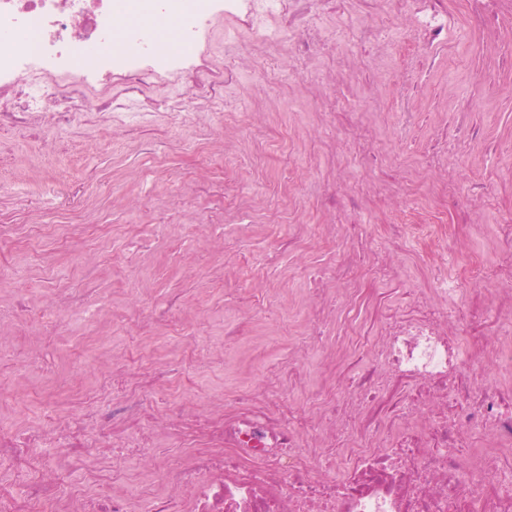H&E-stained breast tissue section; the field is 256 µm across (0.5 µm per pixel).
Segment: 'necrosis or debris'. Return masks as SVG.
<instances>
[{
	"instance_id": "4bbe7bcc",
	"label": "necrosis or debris",
	"mask_w": 512,
	"mask_h": 512,
	"mask_svg": "<svg viewBox=\"0 0 512 512\" xmlns=\"http://www.w3.org/2000/svg\"><path fill=\"white\" fill-rule=\"evenodd\" d=\"M364 10L393 6L411 22L418 44L447 47L449 39L491 31L512 17V0H467L458 21L444 0H360ZM313 0H140V18L115 28L117 0H0V130L34 133L72 129L81 117L112 118L127 107V93L161 76L197 79L214 19L236 18L261 36L264 14L288 20L297 47L308 29ZM175 17V41L155 46L157 14ZM121 84L125 95L112 92ZM466 215L455 191L435 210L409 205L396 236L413 234L440 250L430 295L411 290L399 312L385 314L376 342L381 362L354 374L347 392L322 386L313 404L330 429L322 442L304 443L308 415L291 412L284 391L262 397L235 393L221 414H189L159 390L113 374L117 405H95L86 395L79 412L45 423L0 429V464L14 479L0 486V512H512V399L496 383L473 373L484 347L474 337L456 342L452 328L488 316L496 333L512 323V299L489 310L471 306L468 286L493 290L512 278V215L492 242L503 258L496 267L460 273L444 216ZM183 454L170 463L159 434ZM492 448L468 460L458 449L474 439ZM111 456V472L90 475L88 486L71 476L89 453ZM155 461L159 492L133 506L123 460Z\"/></svg>"
}]
</instances>
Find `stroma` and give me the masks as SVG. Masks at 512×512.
Instances as JSON below:
<instances>
[{
	"mask_svg": "<svg viewBox=\"0 0 512 512\" xmlns=\"http://www.w3.org/2000/svg\"><path fill=\"white\" fill-rule=\"evenodd\" d=\"M348 6L357 27L379 32V42L361 45L351 65L337 72L336 15L314 5L311 30L321 48L306 68L330 76L329 85L289 81L290 38H241L236 21L222 17L212 24L201 74L206 81L224 79L215 104L170 117L164 103L188 89L164 76L145 92L155 111L132 100L122 124L82 123L36 138L0 134V182L10 186L0 193V225L21 233L37 218L112 227L111 236L97 242L76 237L63 246L45 238L38 259L22 245L10 253L19 276L0 283V427L45 420L27 391L50 388V380L33 370L13 379L15 366L37 350L55 358L59 374L76 386L94 385L114 365L145 373L162 364L170 398L187 411L200 412L203 394L232 409L235 388H268V367L287 359L321 304L328 312L324 336L299 357L303 378L288 388L290 406L311 407L312 392L325 381L342 383L372 363L368 345L353 358L336 355L339 327L378 335L375 303L398 308L408 289L429 288L431 255L386 228L409 191L446 177L463 188L484 181L491 193L488 205H472L460 240L449 243L457 266L496 261L488 242L512 210V66L477 34L435 51L431 76L423 78L427 54L413 44L404 18L394 11L366 15L357 0ZM229 68L235 75L228 80ZM491 69L503 87L495 97L487 92ZM331 95L369 129L378 164L337 150L341 132L326 105ZM462 103L470 104L478 131L465 144L452 136V115ZM404 112L409 122H402ZM441 135L448 138V165L425 167L421 150ZM45 140L55 146L46 162L40 159ZM384 169L394 174L391 199L347 208L344 221L371 225L375 237L365 253L385 249L396 273L373 282L351 312L341 284H321L304 273L335 269L355 242L326 235L288 250L280 241L300 225L331 223L327 195L347 196ZM59 190L69 193V204H57ZM147 225L157 226V235L145 236ZM63 288L88 289L99 320L71 318L59 330L6 314L16 292L28 291L38 313L55 306ZM171 303L180 317L173 328L158 315Z\"/></svg>",
	"mask_w": 512,
	"mask_h": 512,
	"instance_id": "stroma-1",
	"label": "stroma"
}]
</instances>
